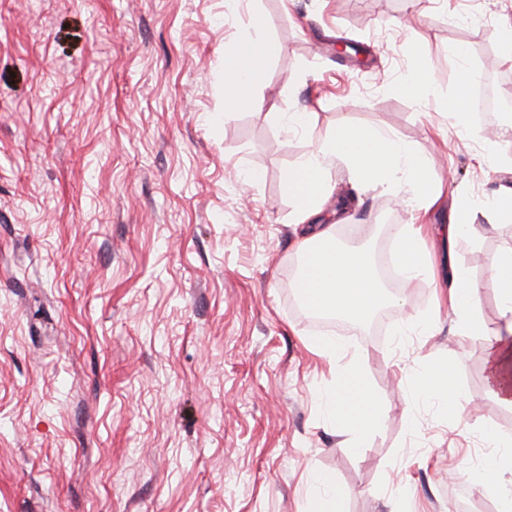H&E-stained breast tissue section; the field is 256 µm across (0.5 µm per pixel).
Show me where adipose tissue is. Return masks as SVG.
Returning <instances> with one entry per match:
<instances>
[{
    "label": "adipose tissue",
    "instance_id": "obj_1",
    "mask_svg": "<svg viewBox=\"0 0 512 512\" xmlns=\"http://www.w3.org/2000/svg\"><path fill=\"white\" fill-rule=\"evenodd\" d=\"M280 45L268 34L261 17L250 21L246 38L224 43V105L227 109L247 108L255 102V80L263 62L277 56ZM347 166L351 180L360 189L382 187L405 189L411 205H432L441 195L440 182L429 163L411 144L388 131L348 122L332 134L314 142L294 167L287 170L284 186L294 202L293 215L298 234L295 253L306 267L296 286L307 307L317 314H332L360 323L391 303L383 291L375 267L362 250L336 245V223H315L323 205L333 193L327 180L332 161ZM468 196H460L451 220L440 233L448 241L449 252L474 235L472 215L480 206ZM494 220H512V187H501L482 204ZM393 259L406 282L425 277L437 284V305H448L458 329L467 336H479L483 326L475 315L478 291L467 271L449 260L447 272L433 264L419 224L392 227ZM490 280L500 295V323L490 339L488 382L495 398L512 405V247L489 260ZM456 368L449 362L426 367L416 377L421 393L438 398L448 410L463 414L461 392L455 385ZM331 424L345 431L353 445H360L378 425L381 411L357 366L340 373L339 385L323 398ZM496 461L473 471L472 479L482 488L500 492L501 512H512V498L504 496L512 487V438L493 434Z\"/></svg>",
    "mask_w": 512,
    "mask_h": 512
}]
</instances>
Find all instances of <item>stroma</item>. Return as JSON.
Masks as SVG:
<instances>
[{
  "instance_id": "1",
  "label": "stroma",
  "mask_w": 512,
  "mask_h": 512,
  "mask_svg": "<svg viewBox=\"0 0 512 512\" xmlns=\"http://www.w3.org/2000/svg\"><path fill=\"white\" fill-rule=\"evenodd\" d=\"M254 12L282 52L229 113L224 42ZM511 23L512 0H425L418 16L406 0H251L229 17L224 0H0V512H307L317 472L342 512H448L466 487L449 471L494 457L487 428L512 435L487 341L446 311L434 335H396L434 306L425 278L368 328L296 311L283 178L352 121L429 160L443 185L428 223H447L458 189L512 185L480 161L501 120L459 131L444 114L463 67L512 97ZM419 61L432 91L398 96ZM282 112L317 118L295 134ZM328 178L351 200L338 242L389 248L386 225L411 216L401 193H356L340 161ZM475 222L457 260L488 334V261L512 222ZM318 336L342 342L382 410L361 447L323 414L335 375ZM446 360L461 420L414 396V374Z\"/></svg>"
}]
</instances>
